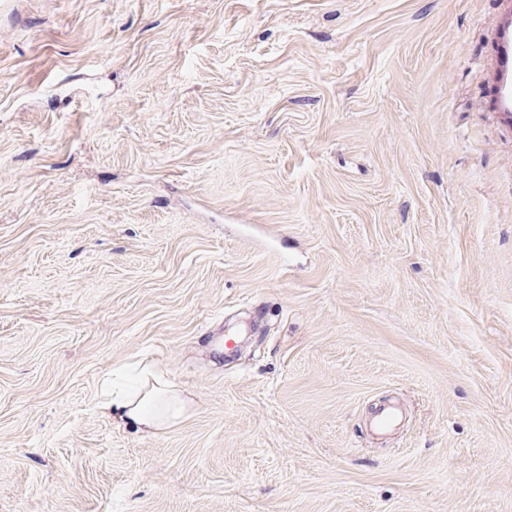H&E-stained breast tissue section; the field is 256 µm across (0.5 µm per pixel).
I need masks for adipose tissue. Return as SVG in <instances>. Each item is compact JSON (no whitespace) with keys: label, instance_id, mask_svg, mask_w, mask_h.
Segmentation results:
<instances>
[{"label":"adipose tissue","instance_id":"obj_1","mask_svg":"<svg viewBox=\"0 0 512 512\" xmlns=\"http://www.w3.org/2000/svg\"><path fill=\"white\" fill-rule=\"evenodd\" d=\"M105 409L121 423L157 433L181 422L187 404L166 376L146 366L139 385L130 392L111 394Z\"/></svg>","mask_w":512,"mask_h":512}]
</instances>
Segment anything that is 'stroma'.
Listing matches in <instances>:
<instances>
[{
	"label": "stroma",
	"instance_id": "1",
	"mask_svg": "<svg viewBox=\"0 0 512 512\" xmlns=\"http://www.w3.org/2000/svg\"><path fill=\"white\" fill-rule=\"evenodd\" d=\"M508 56L512 0H0V512H512ZM108 398L105 409L112 419L150 433L178 424L188 410L172 382L148 366L143 367L141 381L133 391L112 392Z\"/></svg>",
	"mask_w": 512,
	"mask_h": 512
}]
</instances>
